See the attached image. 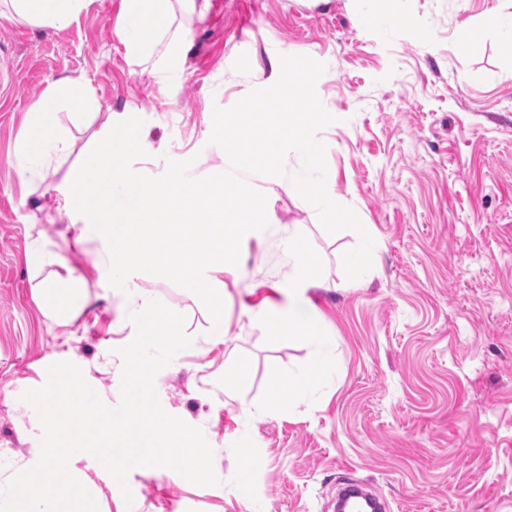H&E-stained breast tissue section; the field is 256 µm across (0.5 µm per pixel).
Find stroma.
I'll return each instance as SVG.
<instances>
[{
	"mask_svg": "<svg viewBox=\"0 0 512 512\" xmlns=\"http://www.w3.org/2000/svg\"><path fill=\"white\" fill-rule=\"evenodd\" d=\"M498 9L512 0H209L174 20L188 31L183 59L152 70L113 33L121 0H92L60 29L0 5V462L39 448L42 427L21 395L52 363L78 365L117 406L114 350L135 336L122 298L98 296L97 243L75 245L55 210L89 132L68 123L66 153L42 159L30 181L14 157L27 113L58 78L77 79L100 112L143 119L158 170L188 159L202 178L227 160L209 142L214 108L268 86L280 56L306 55L326 66L316 84L324 108L345 115L320 136L340 204L374 239L371 269L347 280L341 257L357 234L327 233L292 186L254 175L278 230L241 247L237 275L225 276L221 342H208L196 296L144 282L192 335L155 378L160 403L202 430L219 485L137 467L128 504L94 458L78 466L109 512H329L337 487L355 481L391 512H512V46L487 30L478 54L456 49L461 19L477 25ZM388 12L402 25L359 20ZM288 237L325 281L308 295L332 342L327 369L305 331L289 337L246 314L286 303ZM36 246L67 258L97 296L70 326L46 320L33 299L26 254ZM276 372L304 377L305 395L276 391Z\"/></svg>",
	"mask_w": 512,
	"mask_h": 512,
	"instance_id": "obj_1",
	"label": "stroma"
}]
</instances>
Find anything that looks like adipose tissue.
<instances>
[{
	"label": "adipose tissue",
	"mask_w": 512,
	"mask_h": 512,
	"mask_svg": "<svg viewBox=\"0 0 512 512\" xmlns=\"http://www.w3.org/2000/svg\"><path fill=\"white\" fill-rule=\"evenodd\" d=\"M187 0H122L121 15L115 35L125 45L135 61L153 63L160 54L183 51L184 33H171V18L177 6ZM13 12L22 20L40 27L59 28L68 25L83 11L91 0H10ZM495 32L500 39L512 44V11L495 10L485 15L481 26L469 21L458 24L457 49L463 54H474L482 48L483 30ZM89 106L96 98L87 85L64 77L50 88L43 107L29 115V127L36 131L37 145L22 143L21 154L35 160L46 150L68 143L65 126L57 120L60 106L72 103ZM293 274L288 281V302L277 308L271 321L282 331H309L320 351L330 353L326 337L321 336L315 320V307L307 295L318 280L317 263L310 255L289 250ZM27 266L37 281L34 294L42 314L60 324L72 321L89 304L90 296L82 280L73 276L62 255L40 248L27 255Z\"/></svg>",
	"instance_id": "obj_1"
}]
</instances>
